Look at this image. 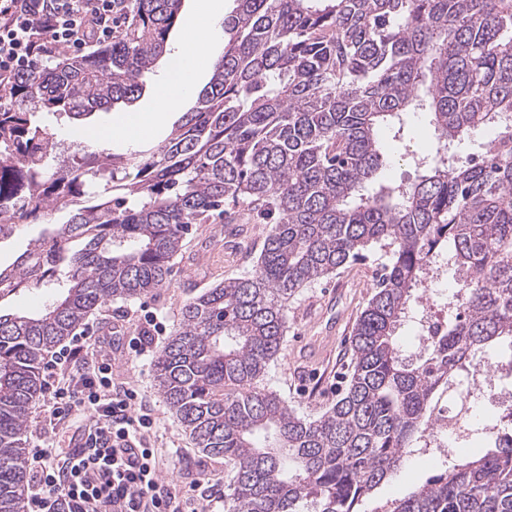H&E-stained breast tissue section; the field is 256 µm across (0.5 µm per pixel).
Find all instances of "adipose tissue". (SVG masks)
Returning <instances> with one entry per match:
<instances>
[{
	"label": "adipose tissue",
	"instance_id": "adipose-tissue-1",
	"mask_svg": "<svg viewBox=\"0 0 512 512\" xmlns=\"http://www.w3.org/2000/svg\"><path fill=\"white\" fill-rule=\"evenodd\" d=\"M200 8L188 25L178 48L172 53L166 77L145 114L128 115L95 127L89 139L100 142L112 138H136L155 134L190 96L201 72L199 63L214 59L216 43L223 33L222 0H200Z\"/></svg>",
	"mask_w": 512,
	"mask_h": 512
}]
</instances>
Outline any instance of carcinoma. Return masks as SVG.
<instances>
[{
	"label": "carcinoma",
	"instance_id": "1",
	"mask_svg": "<svg viewBox=\"0 0 512 512\" xmlns=\"http://www.w3.org/2000/svg\"><path fill=\"white\" fill-rule=\"evenodd\" d=\"M224 55L198 106L161 145L56 160L31 120H80L139 97L168 51L181 0H121L112 42L34 64L0 88V243L67 210L0 265V512H23L26 433L44 355L87 314L165 286L184 234L243 201L270 225L251 273L181 308L157 390L207 457L236 473L228 512H358L422 447L443 393L481 351L512 347V0H235ZM426 112L437 138L405 186L374 183L380 135ZM489 129L461 156L451 143ZM112 194L83 203L87 184ZM389 254L353 330V371L319 418L260 386L288 331V301L364 252ZM440 260L462 313L406 354L398 326ZM49 288L32 315L10 297ZM389 512H512V427L445 465Z\"/></svg>",
	"mask_w": 512,
	"mask_h": 512
}]
</instances>
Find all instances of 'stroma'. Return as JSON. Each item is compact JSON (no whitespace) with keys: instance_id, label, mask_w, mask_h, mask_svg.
Returning a JSON list of instances; mask_svg holds the SVG:
<instances>
[{"instance_id":"obj_1","label":"stroma","mask_w":512,"mask_h":512,"mask_svg":"<svg viewBox=\"0 0 512 512\" xmlns=\"http://www.w3.org/2000/svg\"><path fill=\"white\" fill-rule=\"evenodd\" d=\"M434 138L433 128L420 112L408 116L400 135L384 133L381 143L387 164L379 174L380 181L391 185L412 182L416 177L413 160L432 151ZM266 231L259 219L243 214L231 222L193 225L159 297L107 303L92 311L91 321L114 324L125 335L135 336L145 327V313L152 311L163 318L167 329H174L189 297L253 268ZM386 261L384 251L372 248L363 258L303 289L289 303L286 343L271 363L264 383L299 415L319 417L345 389L352 367V327L374 292L377 268ZM111 350L113 381L135 385L155 407L162 478L194 495L210 486L229 492L235 473L233 464L204 456L155 388L154 365L160 345H153L148 355L136 358L128 355L121 342L112 343ZM435 472L429 457L409 456L397 476L363 499L359 512H375Z\"/></svg>"}]
</instances>
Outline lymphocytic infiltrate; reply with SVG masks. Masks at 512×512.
Wrapping results in <instances>:
<instances>
[{
  "label": "lymphocytic infiltrate",
  "mask_w": 512,
  "mask_h": 512,
  "mask_svg": "<svg viewBox=\"0 0 512 512\" xmlns=\"http://www.w3.org/2000/svg\"><path fill=\"white\" fill-rule=\"evenodd\" d=\"M118 0H0V86L61 48L112 39ZM105 340L85 328L45 362L46 430L71 433L67 446L29 449L25 512H208L160 475L150 442L153 408L135 387H114Z\"/></svg>",
  "instance_id": "f902f5d3"
}]
</instances>
